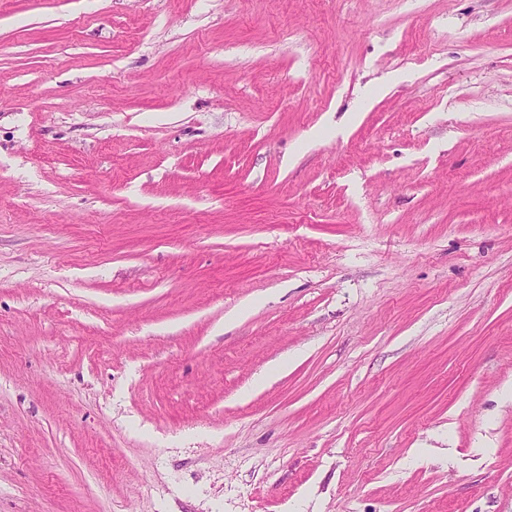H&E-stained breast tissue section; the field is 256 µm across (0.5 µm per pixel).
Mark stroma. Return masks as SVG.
<instances>
[{
  "label": "stroma",
  "instance_id": "1",
  "mask_svg": "<svg viewBox=\"0 0 512 512\" xmlns=\"http://www.w3.org/2000/svg\"><path fill=\"white\" fill-rule=\"evenodd\" d=\"M0 512H512V0H0Z\"/></svg>",
  "mask_w": 512,
  "mask_h": 512
}]
</instances>
